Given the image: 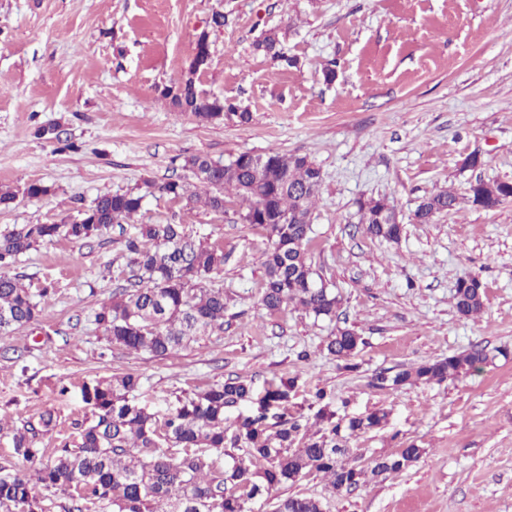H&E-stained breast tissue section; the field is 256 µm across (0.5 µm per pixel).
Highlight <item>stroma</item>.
Segmentation results:
<instances>
[{
	"instance_id": "35a3bbf8",
	"label": "stroma",
	"mask_w": 512,
	"mask_h": 512,
	"mask_svg": "<svg viewBox=\"0 0 512 512\" xmlns=\"http://www.w3.org/2000/svg\"><path fill=\"white\" fill-rule=\"evenodd\" d=\"M216 12L225 23L208 29ZM204 30L211 61L197 84L250 112L247 125L203 123L160 96L187 75ZM272 30L295 65L256 50ZM46 127L58 138L42 137ZM272 148L309 156L323 173L308 260L341 298L333 320L260 306L268 239L241 222L237 198L215 213L145 193L188 177L192 157ZM478 179L512 181V0H0V190L16 194L0 230L75 221L105 194L146 196L134 223L86 244H43L5 268L55 293L38 321L0 335V466L32 477L14 428L51 411L57 426L37 445L56 448L91 416L86 384L137 373V402L162 417L226 379L260 391L288 375L306 419L319 390L340 416L385 412L380 427L345 442L361 465L411 443L424 453L349 493L320 475L275 487L254 512L295 493L325 512H512V202L412 218L421 198L462 194ZM34 181L46 195H24ZM379 197L403 225L399 242L364 230L357 204ZM138 223L181 224L224 248L213 278L229 298L223 330L162 360L111 345L94 321L127 285L122 241ZM465 273L486 285L470 318L453 300ZM339 326L365 339L351 370L325 349ZM474 346L488 355L479 372L399 390L373 384L382 371Z\"/></svg>"
}]
</instances>
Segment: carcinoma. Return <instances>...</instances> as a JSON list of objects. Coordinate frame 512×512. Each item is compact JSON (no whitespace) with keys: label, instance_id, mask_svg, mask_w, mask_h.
I'll list each match as a JSON object with an SVG mask.
<instances>
[{"label":"carcinoma","instance_id":"cac0c4a2","mask_svg":"<svg viewBox=\"0 0 512 512\" xmlns=\"http://www.w3.org/2000/svg\"><path fill=\"white\" fill-rule=\"evenodd\" d=\"M256 48L289 66L288 56L274 33L256 42ZM196 69L174 89L161 90L176 112H190L201 121L237 119L244 125L250 113L238 110L228 98L208 96L195 81ZM205 197L182 180L147 187L191 205L199 200L214 212L224 211L225 194L233 192L246 209L245 224L265 230L270 244L264 252L265 280L260 303L271 315L289 305L331 318L341 299L314 277L307 253L312 241L311 206L320 192L321 169L307 156L271 149L263 154L245 151L227 160L194 156L185 163ZM145 195L125 192L97 197L84 216L69 224H24L0 232V268L16 262L34 247L59 237L80 242L123 224L143 208ZM512 201V181L489 185L470 183L467 202L485 210ZM460 204L450 188L423 198L413 219L426 224ZM365 230L387 242L401 238L403 225L384 198L358 203ZM130 258L128 286L95 314L108 341L117 347L164 359L174 351L224 328L227 299L224 289L203 288L197 282L224 269V247L187 234L183 224H138L125 239ZM486 286L477 275H464L454 286L455 308L464 317L482 313ZM40 303L17 278L0 275V333L39 319ZM364 339L349 327H338L326 350L341 360L353 358ZM477 346L460 354L393 374L381 373L376 385L397 389L416 382H442L477 372L486 363ZM142 388L140 375L124 373L82 387L83 401L93 420L80 425L76 438L64 440L44 457L37 438L56 426L45 411L28 420L13 435L14 451L37 464L36 482L49 494L72 495L71 512L99 503L112 512H252L250 504L272 487L296 483L310 473L324 475L335 491L351 490L369 476L397 472L416 462L423 449L410 444L394 456L377 459L366 469L349 458L339 445L341 429L352 433L381 426L385 414L373 412L342 424L325 402L317 420L325 428L302 430V414L287 413L296 379L282 377L255 396L252 381L231 378L196 394L163 423L134 401ZM245 403L255 406L248 415L232 418L229 411ZM0 512H41L29 480L0 467ZM275 512H324L319 499L290 495Z\"/></svg>","mask_w":512,"mask_h":512}]
</instances>
